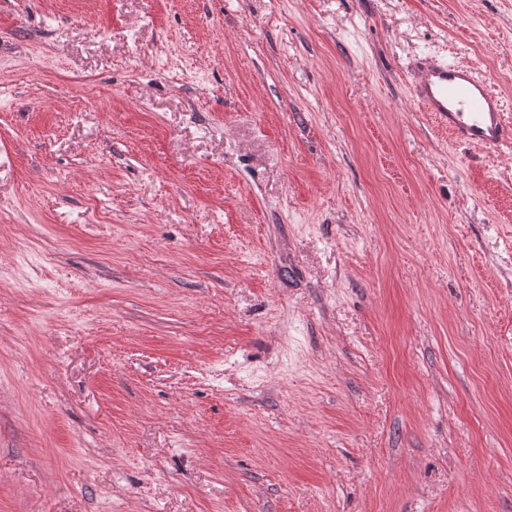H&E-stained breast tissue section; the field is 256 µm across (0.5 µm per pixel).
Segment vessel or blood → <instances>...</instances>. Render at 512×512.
Returning <instances> with one entry per match:
<instances>
[{"instance_id": "1", "label": "vessel or blood", "mask_w": 512, "mask_h": 512, "mask_svg": "<svg viewBox=\"0 0 512 512\" xmlns=\"http://www.w3.org/2000/svg\"><path fill=\"white\" fill-rule=\"evenodd\" d=\"M413 96L459 142L481 148L512 143V119L487 80L471 66L435 57L415 59Z\"/></svg>"}]
</instances>
